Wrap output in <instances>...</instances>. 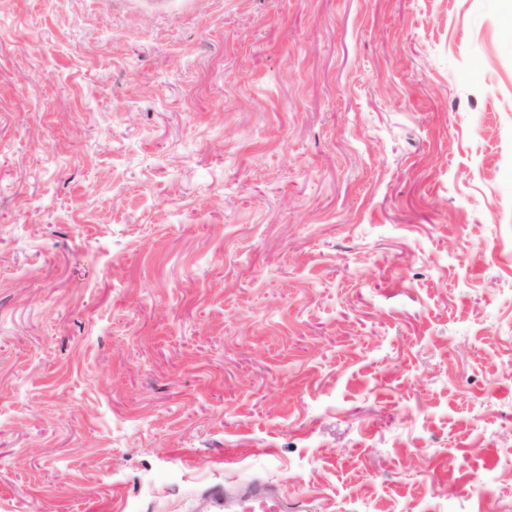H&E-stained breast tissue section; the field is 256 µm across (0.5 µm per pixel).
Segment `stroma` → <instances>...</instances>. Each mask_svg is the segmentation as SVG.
I'll use <instances>...</instances> for the list:
<instances>
[{
	"label": "stroma",
	"mask_w": 512,
	"mask_h": 512,
	"mask_svg": "<svg viewBox=\"0 0 512 512\" xmlns=\"http://www.w3.org/2000/svg\"><path fill=\"white\" fill-rule=\"evenodd\" d=\"M511 458L512 0H0V512Z\"/></svg>",
	"instance_id": "stroma-1"
}]
</instances>
